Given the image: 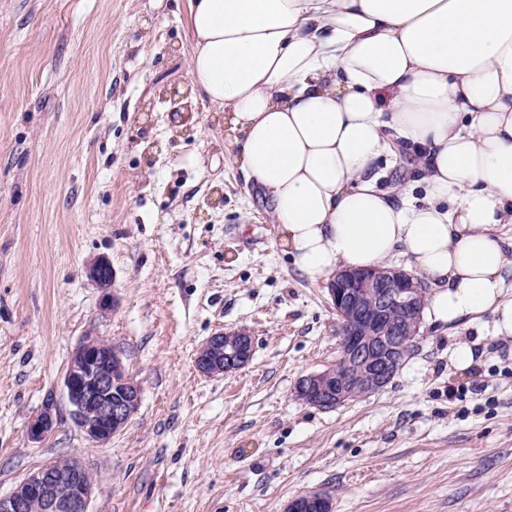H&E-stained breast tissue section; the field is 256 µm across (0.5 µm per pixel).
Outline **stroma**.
I'll return each mask as SVG.
<instances>
[{"label": "stroma", "instance_id": "1", "mask_svg": "<svg viewBox=\"0 0 512 512\" xmlns=\"http://www.w3.org/2000/svg\"><path fill=\"white\" fill-rule=\"evenodd\" d=\"M189 0H0V495L74 457L89 512H512V338L492 314L423 321L382 390L333 409L297 400L339 358L325 282L286 255L268 205L193 93ZM185 91L193 112L163 92ZM115 272V308L86 274ZM247 329L250 363L195 368ZM118 346L142 390L112 441L70 420L63 380L87 335ZM481 353L452 367L459 343ZM55 432L31 441L44 408ZM86 273L90 280L104 290L100 303L101 310L103 312L111 311L115 305V300L108 291L112 287L114 279L111 264L104 258L97 259L87 267ZM253 354V337L244 329L218 332L197 350L194 363L203 375L227 374L246 366ZM331 499L319 491H308L292 499L286 512H331Z\"/></svg>", "mask_w": 512, "mask_h": 512}]
</instances>
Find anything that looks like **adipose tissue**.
<instances>
[{
  "mask_svg": "<svg viewBox=\"0 0 512 512\" xmlns=\"http://www.w3.org/2000/svg\"><path fill=\"white\" fill-rule=\"evenodd\" d=\"M190 2L194 86L296 268L401 259L433 323L512 337V0ZM396 160L395 164L387 171L386 178L383 179L384 187H392L398 183L405 182L414 178L415 160L413 156L400 144L395 142Z\"/></svg>",
  "mask_w": 512,
  "mask_h": 512,
  "instance_id": "obj_1",
  "label": "adipose tissue"
}]
</instances>
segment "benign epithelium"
Wrapping results in <instances>:
<instances>
[{"mask_svg": "<svg viewBox=\"0 0 512 512\" xmlns=\"http://www.w3.org/2000/svg\"><path fill=\"white\" fill-rule=\"evenodd\" d=\"M86 273L104 290L101 310H112L114 272L109 261H94ZM327 290L339 318V358L325 371L301 378L295 388L297 399L322 409L387 386L399 354L420 335L422 322L418 282L403 270L343 269L330 278ZM252 354L253 337L246 330L218 332L200 345L194 363L203 375L227 374L246 366ZM64 387L73 423L101 445L127 426L141 402V388L126 373L121 352L95 336L86 337L73 352ZM55 425L47 408L31 422L28 436L42 441ZM93 489V478L78 460L71 458L64 467L51 461L0 496V512H28L33 500L42 502L44 512H88ZM286 512H332V502L319 491H308L292 499Z\"/></svg>", "mask_w": 512, "mask_h": 512, "instance_id": "7a95c632", "label": "benign epithelium"}]
</instances>
